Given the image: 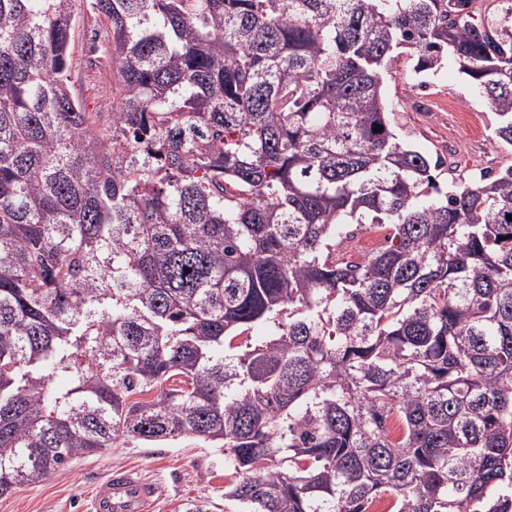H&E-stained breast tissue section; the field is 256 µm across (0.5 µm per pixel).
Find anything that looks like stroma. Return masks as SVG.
Returning <instances> with one entry per match:
<instances>
[{"label": "stroma", "mask_w": 512, "mask_h": 512, "mask_svg": "<svg viewBox=\"0 0 512 512\" xmlns=\"http://www.w3.org/2000/svg\"><path fill=\"white\" fill-rule=\"evenodd\" d=\"M97 26L88 16L75 20L69 87L90 112H111L112 73L92 50ZM399 139L445 161L440 184L468 181L512 165V147L492 140L495 118L471 82L447 61L436 73L415 75L399 60L385 82ZM126 469L155 491L149 512H185L206 498L211 512H224V487L233 479L224 451L191 439L158 445L132 442L81 457L47 480L0 496V512H90L94 486L110 472Z\"/></svg>", "instance_id": "obj_1"}]
</instances>
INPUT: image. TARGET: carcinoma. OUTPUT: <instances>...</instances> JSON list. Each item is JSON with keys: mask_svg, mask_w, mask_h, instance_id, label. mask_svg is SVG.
Masks as SVG:
<instances>
[{"mask_svg": "<svg viewBox=\"0 0 512 512\" xmlns=\"http://www.w3.org/2000/svg\"><path fill=\"white\" fill-rule=\"evenodd\" d=\"M495 2L0 0V495L191 437L224 512H512V166L442 192L383 92L451 57L512 146ZM344 224L392 231L348 264ZM93 32L100 34L96 42L100 44L103 40L102 27L97 26L90 16L76 18L68 84L73 96L88 112H105V120L112 112V72L105 60V67H101L96 59L100 53L92 51Z\"/></svg>", "mask_w": 512, "mask_h": 512, "instance_id": "cac0c4a2", "label": "carcinoma"}]
</instances>
